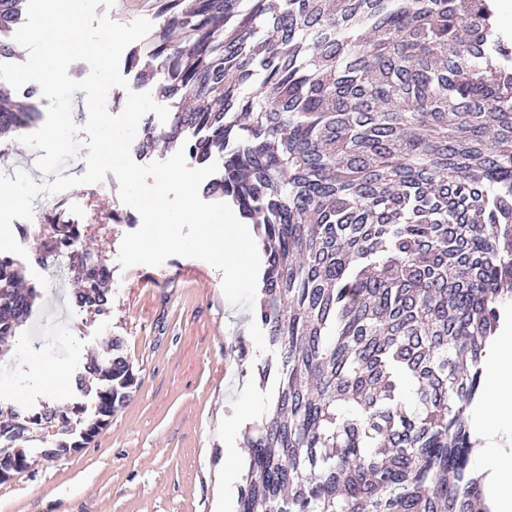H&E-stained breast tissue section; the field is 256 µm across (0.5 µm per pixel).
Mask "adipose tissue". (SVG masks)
Instances as JSON below:
<instances>
[{"instance_id":"obj_1","label":"adipose tissue","mask_w":512,"mask_h":512,"mask_svg":"<svg viewBox=\"0 0 512 512\" xmlns=\"http://www.w3.org/2000/svg\"><path fill=\"white\" fill-rule=\"evenodd\" d=\"M489 384L486 411L476 429L486 442L481 465L493 474L488 488L496 512H512V451L498 447L503 423L512 421V327L504 329L484 364Z\"/></svg>"}]
</instances>
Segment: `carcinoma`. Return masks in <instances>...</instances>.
<instances>
[{
	"mask_svg": "<svg viewBox=\"0 0 512 512\" xmlns=\"http://www.w3.org/2000/svg\"><path fill=\"white\" fill-rule=\"evenodd\" d=\"M493 0H162L130 53L137 86L171 108L134 151L182 144L221 165L204 186L256 227L264 256L255 319L278 387L246 431L237 512H493L470 468V409L512 297V40ZM27 0H0V57ZM0 86V140L39 119ZM75 305L110 304V268L50 225ZM38 291L0 254V342ZM84 370L102 392L98 433L136 384L112 336ZM59 452L89 442L45 405ZM37 420V421H39ZM16 411L0 443L38 430Z\"/></svg>",
	"mask_w": 512,
	"mask_h": 512,
	"instance_id": "obj_1",
	"label": "carcinoma"
}]
</instances>
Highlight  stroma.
Instances as JSON below:
<instances>
[{
    "instance_id": "obj_1",
    "label": "stroma",
    "mask_w": 512,
    "mask_h": 512,
    "mask_svg": "<svg viewBox=\"0 0 512 512\" xmlns=\"http://www.w3.org/2000/svg\"><path fill=\"white\" fill-rule=\"evenodd\" d=\"M118 188L110 174L58 195L79 219L82 246L101 251L112 271L104 313L79 311L67 258L42 268L40 232L13 227L39 297L22 328L26 347L0 359V405L30 412L53 398L92 407L97 381L80 388L72 379L110 336L123 341L137 384L83 448L50 460L42 440L27 442L29 467L0 482V512H216L218 485L240 488L247 472L246 461L229 458V442H242L272 404L273 384L258 378L269 355L263 331L229 304L221 271L178 256L121 268L122 239L141 218ZM39 362L66 383L48 392L35 380Z\"/></svg>"
}]
</instances>
